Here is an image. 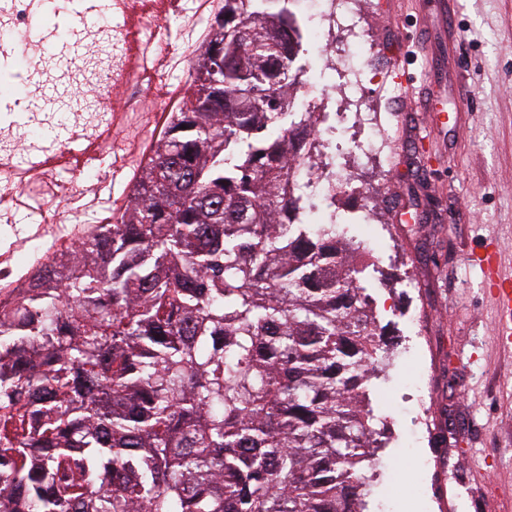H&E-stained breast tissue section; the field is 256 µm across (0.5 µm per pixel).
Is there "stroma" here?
Listing matches in <instances>:
<instances>
[{
    "mask_svg": "<svg viewBox=\"0 0 512 512\" xmlns=\"http://www.w3.org/2000/svg\"><path fill=\"white\" fill-rule=\"evenodd\" d=\"M387 25L370 58L405 52L410 73L433 65L424 109L401 112L381 97L391 168L364 176L383 199L396 235L360 283L390 351L370 385L382 431L369 512H512V347L496 334L497 309L475 262L485 247L512 276V0H375ZM473 96L467 110L458 85ZM134 171L123 151L83 200L96 222L110 216ZM420 315L422 334L401 312ZM432 403V448L417 437L418 383Z\"/></svg>",
    "mask_w": 512,
    "mask_h": 512,
    "instance_id": "obj_1",
    "label": "stroma"
}]
</instances>
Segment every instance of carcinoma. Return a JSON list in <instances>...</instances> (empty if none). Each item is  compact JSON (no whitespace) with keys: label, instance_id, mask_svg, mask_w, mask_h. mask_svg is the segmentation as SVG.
<instances>
[{"label":"carcinoma","instance_id":"obj_1","mask_svg":"<svg viewBox=\"0 0 512 512\" xmlns=\"http://www.w3.org/2000/svg\"><path fill=\"white\" fill-rule=\"evenodd\" d=\"M289 0H224L118 224L0 306V512H364L387 346L289 151ZM224 105L194 112L209 78ZM249 93L258 106L243 105Z\"/></svg>","mask_w":512,"mask_h":512}]
</instances>
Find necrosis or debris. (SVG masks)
<instances>
[{
	"label": "necrosis or debris",
	"instance_id": "necrosis-or-debris-1",
	"mask_svg": "<svg viewBox=\"0 0 512 512\" xmlns=\"http://www.w3.org/2000/svg\"><path fill=\"white\" fill-rule=\"evenodd\" d=\"M366 0H292L294 27L301 41L315 52L327 82L307 76L305 82L290 92L291 109L314 115L312 152L320 163L316 174L306 168L294 171V181L307 201L297 221L301 224H339L343 218L336 205V192L345 189L357 202L355 213L361 232L341 235V248L370 254L380 238L390 229L372 201L370 187L361 177L369 163H387L393 150L379 112L373 106L378 95L391 87L379 71L368 67L364 52L373 42L369 19L364 11ZM191 16L197 28L186 42L194 55H202L206 37L201 29L209 16L202 11L188 13L181 0H165L164 10H157L152 0H135L132 20L114 21L89 29L77 11L74 0H67L68 29L80 44L77 57L54 55L37 72V86L55 84L80 76L88 96L79 103L60 98L44 102L37 110L22 113L12 110L18 95L12 85H0V100L9 110L0 116V184L9 195L28 189L20 168L29 154L59 156L70 149L76 137L95 144V152L80 158L77 165L51 166L43 171L45 179L62 188L56 199L58 212L44 225L39 236L21 235L18 225L0 226V302L9 301L28 288L33 274L55 268L58 262L77 266V247L81 238L91 235V224L73 229L74 203L80 189L94 188L112 148L101 145L100 134L112 128L123 130L133 112L166 111L164 97L147 94L144 73L132 63L131 47L136 43L156 46L170 64L181 60L171 52L165 19L167 13ZM55 25L36 17L30 0H0V35L25 33L28 42H43L54 36Z\"/></svg>",
	"mask_w": 512,
	"mask_h": 512
}]
</instances>
